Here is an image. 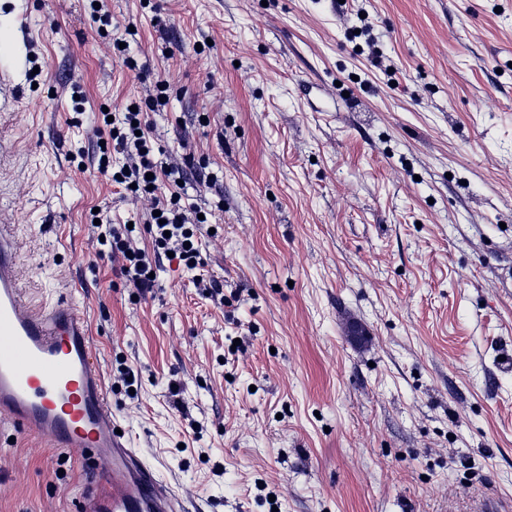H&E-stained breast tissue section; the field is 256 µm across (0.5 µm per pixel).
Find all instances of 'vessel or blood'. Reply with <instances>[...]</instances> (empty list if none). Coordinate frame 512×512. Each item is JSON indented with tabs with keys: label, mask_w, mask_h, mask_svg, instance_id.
Listing matches in <instances>:
<instances>
[{
	"label": "vessel or blood",
	"mask_w": 512,
	"mask_h": 512,
	"mask_svg": "<svg viewBox=\"0 0 512 512\" xmlns=\"http://www.w3.org/2000/svg\"><path fill=\"white\" fill-rule=\"evenodd\" d=\"M12 225L0 224V417L66 454L104 463L77 512H185L126 436L117 434L83 315L65 301L33 308Z\"/></svg>",
	"instance_id": "1"
}]
</instances>
